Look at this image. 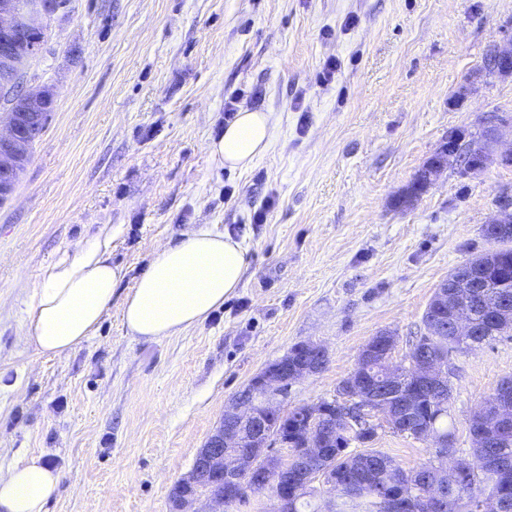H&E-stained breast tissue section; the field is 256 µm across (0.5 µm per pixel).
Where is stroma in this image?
<instances>
[{
  "label": "stroma",
  "instance_id": "obj_1",
  "mask_svg": "<svg viewBox=\"0 0 512 512\" xmlns=\"http://www.w3.org/2000/svg\"><path fill=\"white\" fill-rule=\"evenodd\" d=\"M43 24L23 81L50 86L54 110L0 204V469L42 455L60 474L46 512H170L269 363L301 342L328 351L288 409L334 399L377 332L406 363L437 285L499 247L484 228L512 200V168L452 160L400 198L450 133L494 127L512 147V76L484 68L512 42V0H68ZM234 94L276 132L243 170L211 151ZM203 224L247 247L240 287L201 324L130 336L125 296ZM103 232L124 270L108 312L73 351L37 355L25 329L40 269ZM451 363L448 427L468 459L474 412L512 378V335ZM372 446L407 470L436 450L386 425Z\"/></svg>",
  "mask_w": 512,
  "mask_h": 512
}]
</instances>
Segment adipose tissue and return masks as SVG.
<instances>
[{"label": "adipose tissue", "mask_w": 512, "mask_h": 512, "mask_svg": "<svg viewBox=\"0 0 512 512\" xmlns=\"http://www.w3.org/2000/svg\"><path fill=\"white\" fill-rule=\"evenodd\" d=\"M272 138L269 114L244 109L211 150L224 166L245 169L270 149ZM246 267L241 242L201 225L157 253L123 301V324L131 336L145 339L198 325L239 288ZM122 277V267L111 261L108 238L75 243L37 276L28 344L38 354L60 356L88 340ZM59 482V473L38 455L0 471V512H45Z\"/></svg>", "instance_id": "obj_1"}]
</instances>
